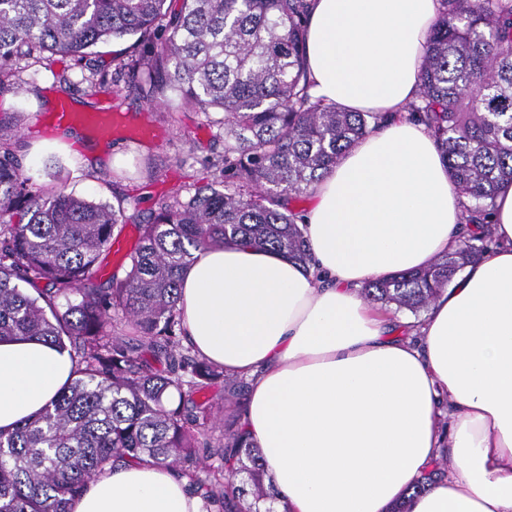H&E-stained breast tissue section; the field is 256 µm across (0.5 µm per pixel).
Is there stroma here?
Listing matches in <instances>:
<instances>
[{
    "mask_svg": "<svg viewBox=\"0 0 512 512\" xmlns=\"http://www.w3.org/2000/svg\"><path fill=\"white\" fill-rule=\"evenodd\" d=\"M133 51L131 40L124 39L100 45L80 62L61 56L48 64L19 61L16 69L24 90L0 89V115L12 117L20 130L14 151L33 189L61 185L96 202L122 203L126 215L122 233L136 240L150 209L162 199L186 193L206 177L209 160L224 152V132L194 111L148 105L136 88V75H123L117 98L109 90L82 82L87 68L114 71L116 59ZM62 74L67 84L59 83ZM62 89L78 111L108 107L121 115L120 123L92 140L101 150L100 165L86 164L85 150H72L64 130L32 128V118L52 111Z\"/></svg>",
    "mask_w": 512,
    "mask_h": 512,
    "instance_id": "stroma-1",
    "label": "stroma"
}]
</instances>
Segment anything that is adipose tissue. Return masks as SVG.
Instances as JSON below:
<instances>
[{"label": "adipose tissue", "instance_id": "ef3b65f1", "mask_svg": "<svg viewBox=\"0 0 512 512\" xmlns=\"http://www.w3.org/2000/svg\"><path fill=\"white\" fill-rule=\"evenodd\" d=\"M440 0H311L312 95L396 119L347 151L302 223L311 261L245 243L206 250L178 309L195 349L248 376L242 418L276 491L261 512H512V184L496 196L494 247L454 277L418 339L361 290L456 247L461 199L423 126L403 119ZM67 351L0 342V430L70 379ZM451 430L442 434L441 416ZM449 448L453 465L409 496ZM72 512H204L171 469L130 463L91 482Z\"/></svg>", "mask_w": 512, "mask_h": 512}]
</instances>
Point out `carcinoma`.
<instances>
[{"instance_id": "carcinoma-1", "label": "carcinoma", "mask_w": 512, "mask_h": 512, "mask_svg": "<svg viewBox=\"0 0 512 512\" xmlns=\"http://www.w3.org/2000/svg\"><path fill=\"white\" fill-rule=\"evenodd\" d=\"M440 2L407 110L441 151L462 223L489 224L500 185L512 182V0ZM307 11L308 0H0V88L19 60L81 59L131 37L140 52L117 70L139 75L146 102L176 99L224 131L206 180L158 203L125 276L101 288L96 271L121 232L122 205L62 187L32 191L12 149L18 130L0 119V339L66 348L76 362L48 406L0 432V512H70L120 461L174 470L207 512H256L271 497L262 452L242 425L189 404L219 380L233 402L248 382L183 346L177 303L183 271L213 247L241 241L307 261L286 201L386 121L311 97ZM488 246L465 237L429 268L372 280L361 294L416 314ZM114 311L132 335L112 330ZM447 473L445 448L415 491Z\"/></svg>"}]
</instances>
